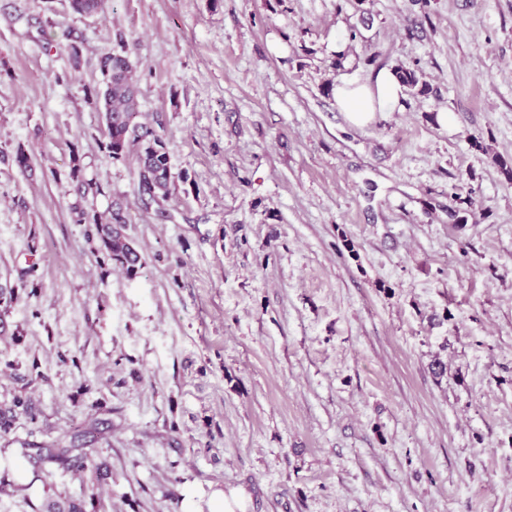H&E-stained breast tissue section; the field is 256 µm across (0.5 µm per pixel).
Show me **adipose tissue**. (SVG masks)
I'll list each match as a JSON object with an SVG mask.
<instances>
[{
    "label": "adipose tissue",
    "mask_w": 512,
    "mask_h": 512,
    "mask_svg": "<svg viewBox=\"0 0 512 512\" xmlns=\"http://www.w3.org/2000/svg\"><path fill=\"white\" fill-rule=\"evenodd\" d=\"M403 97L404 88L390 70L367 82H342L334 89L337 107L358 127L372 122L377 113L394 111Z\"/></svg>",
    "instance_id": "ef3b65f1"
}]
</instances>
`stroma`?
<instances>
[{
  "instance_id": "obj_1",
  "label": "stroma",
  "mask_w": 512,
  "mask_h": 512,
  "mask_svg": "<svg viewBox=\"0 0 512 512\" xmlns=\"http://www.w3.org/2000/svg\"><path fill=\"white\" fill-rule=\"evenodd\" d=\"M84 39L79 68L56 47ZM126 44L173 172L108 162L85 88ZM431 86L364 127L326 83ZM451 116L450 123L438 113ZM129 202L127 278L65 178ZM32 158L20 172L9 155ZM512 0H0V409L66 465L0 512H512ZM444 375H436L434 363ZM17 409H21V413L30 416L27 401L22 396L16 395L13 398V407L0 412V438L7 437L14 429L15 420L19 413L16 411ZM81 434H74L71 436V439L68 444H66V441L62 439H57L53 441L51 444L46 446L45 448L41 449V452L38 455V459L42 462L49 461V462H58V463H65L68 458L69 454L75 450V449H83L79 448V438L82 437Z\"/></svg>"
}]
</instances>
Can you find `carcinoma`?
I'll list each match as a JSON object with an SVG mask.
<instances>
[{
	"label": "carcinoma",
	"instance_id": "1",
	"mask_svg": "<svg viewBox=\"0 0 512 512\" xmlns=\"http://www.w3.org/2000/svg\"><path fill=\"white\" fill-rule=\"evenodd\" d=\"M104 0H69L72 13L93 17L103 11ZM65 42L59 48L67 54L74 67H79L83 42L72 32L64 34ZM98 68L101 83L85 88V94L101 112L100 134L105 158L112 162H125L134 158L137 165V187L142 201L162 205L172 196L176 181H188V174L172 172L167 141L139 111V90L133 79L134 61L126 48L108 50L99 55ZM406 92L415 97L429 91L428 84L420 80L418 71L410 68L393 69ZM69 191L76 196L70 207L72 221L89 227L87 238L97 243L96 251L112 262L127 278H134L143 265L140 252L126 234L130 223L129 207L121 197H114L108 208L100 213L84 206L88 197L105 194L103 186L85 174L83 155L78 146L72 147L68 173ZM29 413L27 401L20 395L13 398V407L0 412V438L7 437L14 429L18 413ZM80 435L71 436L66 442L57 439L41 449L38 459L42 462L64 463L69 454L79 448Z\"/></svg>",
	"mask_w": 512,
	"mask_h": 512
}]
</instances>
